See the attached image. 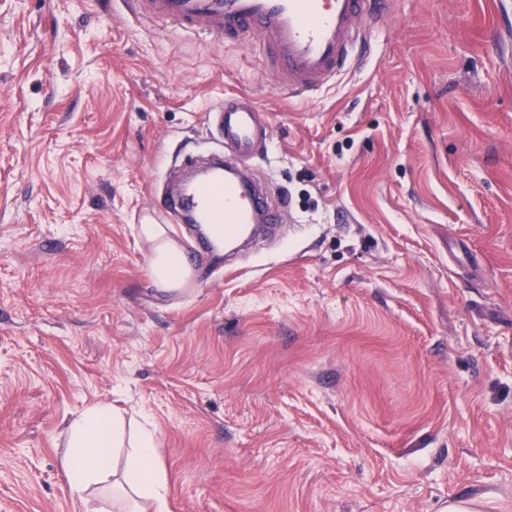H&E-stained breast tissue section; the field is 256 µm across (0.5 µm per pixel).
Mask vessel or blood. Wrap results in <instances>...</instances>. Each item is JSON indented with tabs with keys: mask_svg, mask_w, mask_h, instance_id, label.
Returning a JSON list of instances; mask_svg holds the SVG:
<instances>
[{
	"mask_svg": "<svg viewBox=\"0 0 512 512\" xmlns=\"http://www.w3.org/2000/svg\"><path fill=\"white\" fill-rule=\"evenodd\" d=\"M387 0H135L136 13L189 36L218 35L248 43L259 35L279 85L315 93L338 75L365 42L363 19L378 20ZM208 121L226 147L252 154L267 132L254 101L245 95L211 108ZM162 210L203 224V244L224 239L237 246L261 228L280 223L281 208L265 187L231 161L213 159L179 194L161 198Z\"/></svg>",
	"mask_w": 512,
	"mask_h": 512,
	"instance_id": "obj_1",
	"label": "vessel or blood"
}]
</instances>
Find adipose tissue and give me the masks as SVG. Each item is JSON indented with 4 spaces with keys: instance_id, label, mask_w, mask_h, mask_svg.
Listing matches in <instances>:
<instances>
[{
    "instance_id": "1",
    "label": "adipose tissue",
    "mask_w": 512,
    "mask_h": 512,
    "mask_svg": "<svg viewBox=\"0 0 512 512\" xmlns=\"http://www.w3.org/2000/svg\"><path fill=\"white\" fill-rule=\"evenodd\" d=\"M139 235L148 245V268L156 285L168 292L185 288L193 270L166 228L143 224ZM65 435L61 466L72 490L111 499L117 512H170L154 431L127 425L112 404L97 403L72 419ZM120 455L125 462L119 467L115 459Z\"/></svg>"
}]
</instances>
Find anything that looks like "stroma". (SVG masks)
Listing matches in <instances>:
<instances>
[{"mask_svg":"<svg viewBox=\"0 0 512 512\" xmlns=\"http://www.w3.org/2000/svg\"><path fill=\"white\" fill-rule=\"evenodd\" d=\"M234 94L282 230L228 269L160 217L171 294L139 217ZM101 402L171 512H512V0H392L306 97L132 0H0V512H113L60 466ZM145 214L139 226L140 237L148 244V268L156 285L168 292L180 291L193 277L183 248L167 233L162 224H151Z\"/></svg>","mask_w":512,"mask_h":512,"instance_id":"obj_1","label":"stroma"}]
</instances>
